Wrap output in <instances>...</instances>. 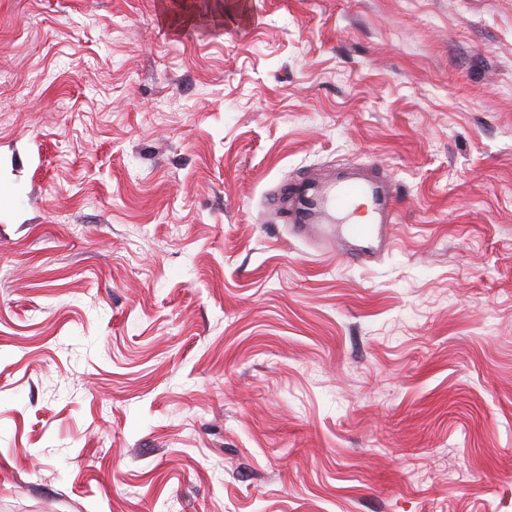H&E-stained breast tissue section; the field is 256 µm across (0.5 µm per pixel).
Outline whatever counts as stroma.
Wrapping results in <instances>:
<instances>
[{
  "label": "stroma",
  "instance_id": "stroma-1",
  "mask_svg": "<svg viewBox=\"0 0 512 512\" xmlns=\"http://www.w3.org/2000/svg\"><path fill=\"white\" fill-rule=\"evenodd\" d=\"M163 502L512 512V0H0V512ZM359 199L370 204L368 220L346 224L344 241L368 242L376 251L385 243L389 226L398 217L393 191L387 184H381L378 177L352 176L326 183H304L295 193L288 220L299 224L298 233L306 235L315 230L312 224H332L336 215L348 211Z\"/></svg>",
  "mask_w": 512,
  "mask_h": 512
}]
</instances>
